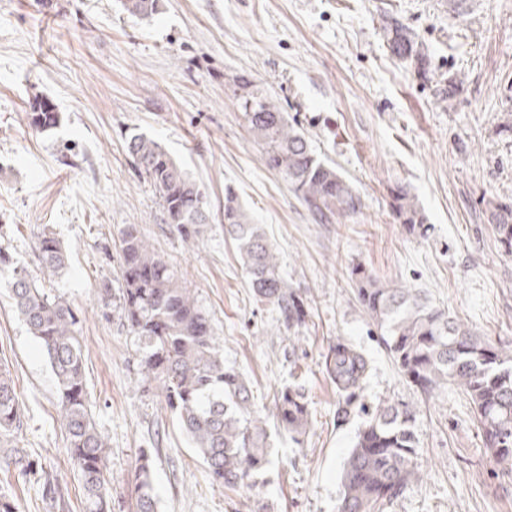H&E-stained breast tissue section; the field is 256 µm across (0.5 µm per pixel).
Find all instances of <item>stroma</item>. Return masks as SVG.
<instances>
[{
	"mask_svg": "<svg viewBox=\"0 0 512 512\" xmlns=\"http://www.w3.org/2000/svg\"><path fill=\"white\" fill-rule=\"evenodd\" d=\"M397 19L430 58L427 77L393 56L383 36ZM250 81L239 88L237 77ZM458 82L446 97L449 82ZM275 100L316 154L335 164L362 207L316 223L264 160L237 106L243 91ZM49 98L59 126L38 134L26 113ZM157 141L205 193L200 236L163 221L154 188L126 151L130 131ZM403 184L427 218L412 235L390 212ZM262 225L282 274L307 308L297 339L256 299L224 231V189ZM512 205V0H160L148 20L122 0H0V246L51 295L82 309L91 410L108 438L112 512H135L128 481L151 451L158 512H337L341 466L364 422L336 416L322 361L344 338L368 357L360 402L417 410L422 478L388 512H512V477L494 474L466 398L427 400L394 365L356 298L349 270L413 288L512 353V255L486 217ZM140 225L213 322L227 365L258 406L302 384L311 423L300 443L270 427L271 464L256 488L214 484L174 418L137 373L138 340L98 291L117 282L119 231ZM50 231L69 252L52 276L36 242ZM0 365L22 397L24 427L0 441V492L19 512H83L81 485L56 422L53 374L0 279ZM22 449L34 472L6 466ZM54 478L55 502L37 479Z\"/></svg>",
	"mask_w": 512,
	"mask_h": 512,
	"instance_id": "obj_1",
	"label": "stroma"
}]
</instances>
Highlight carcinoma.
<instances>
[{
	"label": "carcinoma",
	"mask_w": 512,
	"mask_h": 512,
	"mask_svg": "<svg viewBox=\"0 0 512 512\" xmlns=\"http://www.w3.org/2000/svg\"><path fill=\"white\" fill-rule=\"evenodd\" d=\"M159 0H124L131 17L149 19ZM391 52L411 60L424 73L428 60L412 33L394 20L385 28ZM265 164L288 182L319 224H335L356 213L362 203L351 183L331 163L319 158L305 135L266 96L238 98ZM40 134L55 129L60 114L46 98H36L27 113ZM127 151L162 201L166 223L184 239L209 223L210 205L200 187L154 139L138 133ZM395 220L409 234L423 233L426 219L402 184L388 189ZM504 250L512 254V207L489 210ZM224 228L237 243L249 285L261 302L279 309L286 328L305 322L303 300L279 271L277 256L263 228L251 222L225 189ZM43 267L56 275L66 270L68 253L53 233L38 237ZM119 310L122 325L140 342L139 371L155 383L167 409L177 418L213 483L227 488L256 487V477L270 463L267 418L255 409L243 375L224 365L209 315L197 304L169 263L158 254L137 224H125L119 237ZM9 280L15 312L45 353L58 392V419L67 435V454L80 476L86 512H112L106 457L107 437L90 409L80 341L81 312L50 295L6 249L0 247V277ZM356 297L381 331L395 365L422 394L431 397L453 386L472 405L490 462L512 474V354L465 324L424 301L419 292L380 283L365 267L350 271ZM325 372L336 386L338 417L350 416L369 374V361L358 347L338 337L324 355ZM366 415L341 473L338 512H383L420 479L417 411L403 403L361 406ZM273 416L296 444L310 419L304 389L283 386ZM23 428L22 401L10 371L0 367V436ZM137 512H157L153 458L142 450L130 485Z\"/></svg>",
	"instance_id": "carcinoma-1"
}]
</instances>
